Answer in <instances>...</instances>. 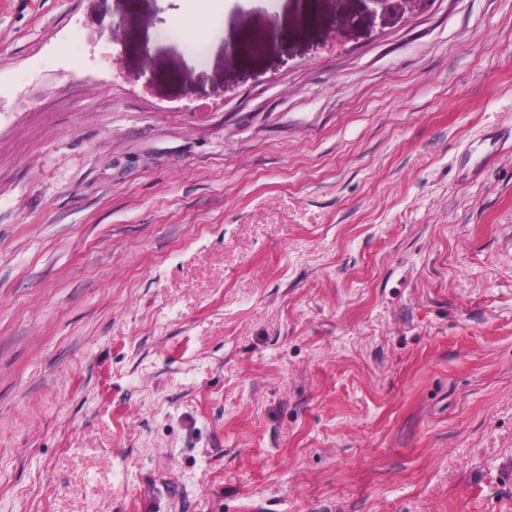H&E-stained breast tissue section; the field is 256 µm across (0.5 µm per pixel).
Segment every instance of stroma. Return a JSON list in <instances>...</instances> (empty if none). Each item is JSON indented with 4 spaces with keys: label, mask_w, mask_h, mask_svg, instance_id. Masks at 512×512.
Masks as SVG:
<instances>
[{
    "label": "stroma",
    "mask_w": 512,
    "mask_h": 512,
    "mask_svg": "<svg viewBox=\"0 0 512 512\" xmlns=\"http://www.w3.org/2000/svg\"><path fill=\"white\" fill-rule=\"evenodd\" d=\"M0 0V512H512V0ZM192 1H194L192 18L176 19L173 26L185 46L196 55H200L207 41L210 23L215 17L214 2L216 0Z\"/></svg>",
    "instance_id": "35a3bbf8"
}]
</instances>
